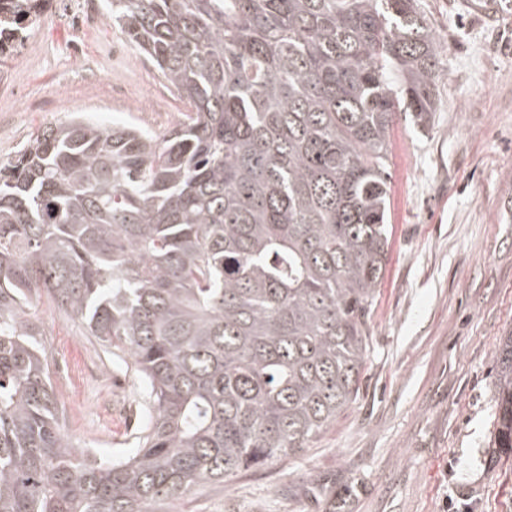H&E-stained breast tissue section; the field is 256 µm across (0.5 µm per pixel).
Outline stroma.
I'll return each mask as SVG.
<instances>
[{"label": "stroma", "instance_id": "stroma-1", "mask_svg": "<svg viewBox=\"0 0 512 512\" xmlns=\"http://www.w3.org/2000/svg\"><path fill=\"white\" fill-rule=\"evenodd\" d=\"M445 47L429 128L389 135V260L358 398L311 445L207 483L178 512H512L494 375L512 335V0H421ZM184 105L105 0H50L0 69V160L83 112L165 133ZM64 429L133 454L147 386L47 301L34 308Z\"/></svg>", "mask_w": 512, "mask_h": 512}]
</instances>
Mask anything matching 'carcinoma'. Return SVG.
I'll return each instance as SVG.
<instances>
[{"mask_svg":"<svg viewBox=\"0 0 512 512\" xmlns=\"http://www.w3.org/2000/svg\"><path fill=\"white\" fill-rule=\"evenodd\" d=\"M48 0H0V56ZM187 106L76 117L0 161V512H162L315 442L355 400L389 254L399 114L438 111L419 0H108ZM46 298L148 386L127 459L64 431ZM496 447L512 452V336Z\"/></svg>","mask_w":512,"mask_h":512,"instance_id":"carcinoma-1","label":"carcinoma"}]
</instances>
